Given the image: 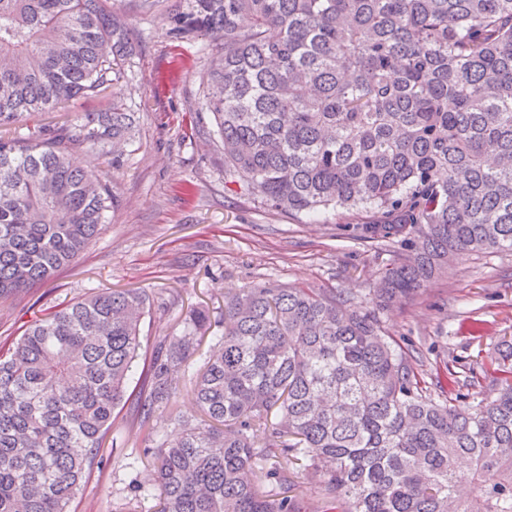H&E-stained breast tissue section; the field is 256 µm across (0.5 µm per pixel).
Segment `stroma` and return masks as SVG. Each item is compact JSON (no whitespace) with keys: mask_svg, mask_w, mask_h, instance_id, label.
<instances>
[{"mask_svg":"<svg viewBox=\"0 0 512 512\" xmlns=\"http://www.w3.org/2000/svg\"><path fill=\"white\" fill-rule=\"evenodd\" d=\"M111 3L126 15L136 47L125 93L137 128L116 174L120 204L77 262L48 283L0 299L1 346L24 324L93 291L141 288L150 297L130 398L74 512H156L154 422L140 414L135 396L193 308L210 314L201 345L209 350L224 330V296L240 288L270 283L340 293L376 312L402 348L422 355L424 371L451 359L478 371L493 367L501 342L512 341V255L459 256L418 295L379 308L374 288L397 249L346 231L373 222V213L288 214L225 186L224 153L202 84L211 39L173 42L160 12L142 11L139 0Z\"/></svg>","mask_w":512,"mask_h":512,"instance_id":"1","label":"stroma"}]
</instances>
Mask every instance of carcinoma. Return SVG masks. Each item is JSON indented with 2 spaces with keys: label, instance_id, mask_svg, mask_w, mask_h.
I'll return each instance as SVG.
<instances>
[{
  "label": "carcinoma",
  "instance_id": "obj_1",
  "mask_svg": "<svg viewBox=\"0 0 512 512\" xmlns=\"http://www.w3.org/2000/svg\"><path fill=\"white\" fill-rule=\"evenodd\" d=\"M166 22L176 42H214L203 85L224 183L288 213L370 211L352 236L401 242L383 305L460 254H512V0H176ZM133 55L106 0H0V297L75 262L117 207ZM108 89V111L16 135ZM148 300L92 292L0 353V512H72ZM208 327L189 314L138 398L159 412L157 512H301L306 496L336 512H512V343L496 398L466 403L445 362L437 400L353 299L252 285L224 298V332L191 376L200 416H173Z\"/></svg>",
  "mask_w": 512,
  "mask_h": 512
}]
</instances>
